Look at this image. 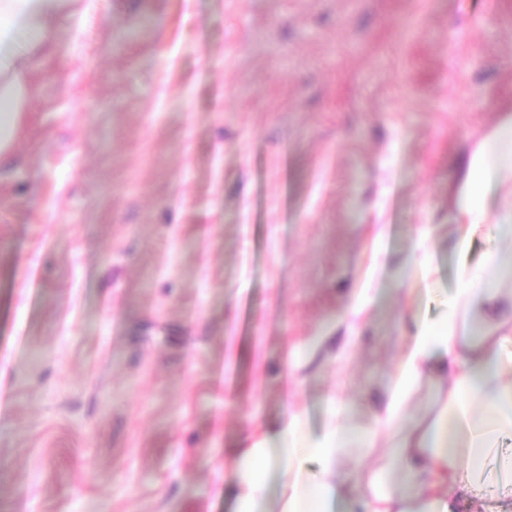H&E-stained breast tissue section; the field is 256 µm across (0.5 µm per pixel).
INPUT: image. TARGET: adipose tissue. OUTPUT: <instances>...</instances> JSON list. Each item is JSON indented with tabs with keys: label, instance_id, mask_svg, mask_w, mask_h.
I'll return each mask as SVG.
<instances>
[{
	"label": "adipose tissue",
	"instance_id": "ef3b65f1",
	"mask_svg": "<svg viewBox=\"0 0 512 512\" xmlns=\"http://www.w3.org/2000/svg\"><path fill=\"white\" fill-rule=\"evenodd\" d=\"M80 0H0V158L14 148L41 55L58 38V19ZM512 170V114L471 154L460 180L453 233L461 252L471 248L486 218L491 192ZM506 256L491 254L484 271L461 268L448 316L439 326L414 321L403 369L370 426L359 428L334 411L321 431H305L286 411L275 428L246 430L224 459L235 491L234 512H267L270 482L279 487L278 512H456L459 496L482 498L489 479L512 484V317L492 277ZM437 386L441 401L403 426L405 404L420 382ZM389 435V472L347 467L353 449ZM500 456L495 476L486 464Z\"/></svg>",
	"mask_w": 512,
	"mask_h": 512
}]
</instances>
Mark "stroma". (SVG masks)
<instances>
[{"label": "stroma", "mask_w": 512, "mask_h": 512, "mask_svg": "<svg viewBox=\"0 0 512 512\" xmlns=\"http://www.w3.org/2000/svg\"><path fill=\"white\" fill-rule=\"evenodd\" d=\"M59 34L0 162V512H233L244 429L368 425L446 309L512 0H86Z\"/></svg>", "instance_id": "1"}]
</instances>
